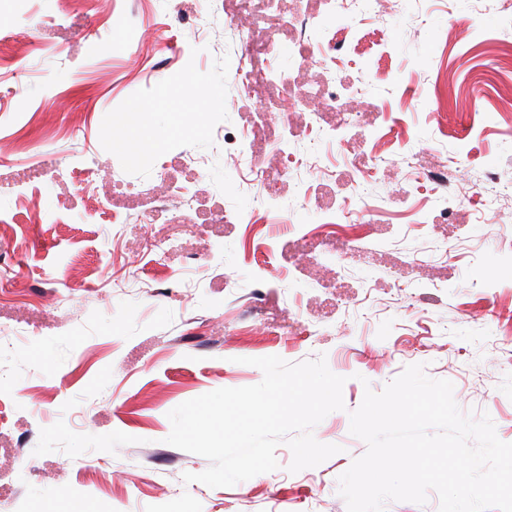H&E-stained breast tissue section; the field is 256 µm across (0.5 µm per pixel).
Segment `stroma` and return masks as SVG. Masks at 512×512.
<instances>
[{
	"instance_id": "obj_1",
	"label": "stroma",
	"mask_w": 512,
	"mask_h": 512,
	"mask_svg": "<svg viewBox=\"0 0 512 512\" xmlns=\"http://www.w3.org/2000/svg\"><path fill=\"white\" fill-rule=\"evenodd\" d=\"M300 15L336 23L322 0L274 13L264 0H0V257L13 267L0 281V512H347L339 478L367 450L349 414L411 364L512 443V210L449 223L407 168L512 174L498 133L512 96L484 78L512 18L472 0H385L363 26L386 55L339 57L336 81L358 98L325 110L304 98L324 69L297 39ZM468 21L489 42L461 55ZM438 77L449 110L403 93ZM351 110L365 130L393 113L390 134L339 153L319 128ZM368 152L365 212L352 164ZM168 185L191 186L192 207L158 211ZM334 210L370 246L337 239L322 222ZM424 212L434 222L414 223ZM154 235L173 243L156 263ZM266 356H322L345 377L344 409L313 430L339 453L292 473L282 443L275 471L184 483L210 462L167 444L169 412L259 383L250 361Z\"/></svg>"
}]
</instances>
